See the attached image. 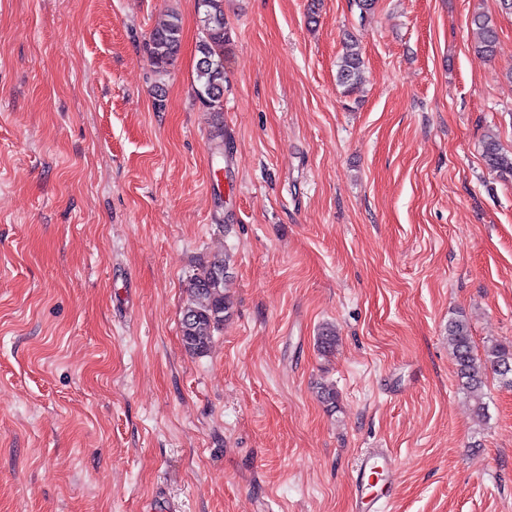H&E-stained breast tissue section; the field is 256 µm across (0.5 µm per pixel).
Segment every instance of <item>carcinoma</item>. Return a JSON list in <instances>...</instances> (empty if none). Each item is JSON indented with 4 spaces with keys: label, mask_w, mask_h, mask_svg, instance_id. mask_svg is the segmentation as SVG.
Returning <instances> with one entry per match:
<instances>
[{
    "label": "carcinoma",
    "mask_w": 512,
    "mask_h": 512,
    "mask_svg": "<svg viewBox=\"0 0 512 512\" xmlns=\"http://www.w3.org/2000/svg\"><path fill=\"white\" fill-rule=\"evenodd\" d=\"M197 10L201 37L197 45L193 93L204 109L219 117L224 111V49L229 42L224 0H202ZM471 24L478 35L476 51L487 57L496 56L499 42L492 19L479 13L473 16ZM180 45L181 24L173 12L153 29L146 43L156 73L168 71ZM362 67L363 59L357 42L347 40L337 70V81L344 93L351 94L358 89ZM483 159L489 169L512 176V152L503 151L493 136L483 141ZM228 269L229 257L216 253L189 280L181 332L184 349L191 355H204L209 351L214 332L231 314L232 302L227 293L230 284ZM337 341L336 331L330 325L318 330L316 345L320 352H333ZM448 344L456 359L460 389L473 400L476 417L484 420L488 409L483 393L486 368L493 370L502 386L512 388V345L493 343L485 348L483 355L475 354L469 325L463 318L448 323Z\"/></svg>",
    "instance_id": "carcinoma-1"
}]
</instances>
